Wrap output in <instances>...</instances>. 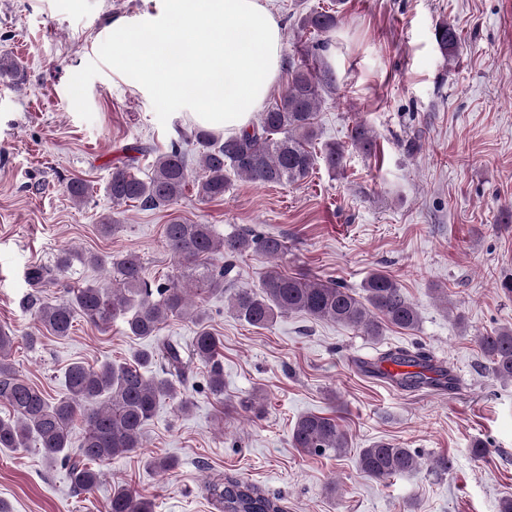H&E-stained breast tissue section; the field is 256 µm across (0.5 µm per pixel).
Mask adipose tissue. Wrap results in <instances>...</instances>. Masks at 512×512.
Listing matches in <instances>:
<instances>
[{
	"label": "adipose tissue",
	"instance_id": "ef3b65f1",
	"mask_svg": "<svg viewBox=\"0 0 512 512\" xmlns=\"http://www.w3.org/2000/svg\"><path fill=\"white\" fill-rule=\"evenodd\" d=\"M156 3L139 20H113V70L174 97L203 128L241 133L280 75L279 20L262 0Z\"/></svg>",
	"mask_w": 512,
	"mask_h": 512
}]
</instances>
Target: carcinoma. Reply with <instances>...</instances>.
Instances as JSON below:
<instances>
[{"label":"carcinoma","mask_w":512,"mask_h":512,"mask_svg":"<svg viewBox=\"0 0 512 512\" xmlns=\"http://www.w3.org/2000/svg\"><path fill=\"white\" fill-rule=\"evenodd\" d=\"M337 24V12L329 9L305 14L299 30L320 36L335 30ZM435 39L444 58L456 57L460 36L453 24L440 23ZM334 81L331 70L301 62L288 68L285 91L247 130L227 138L205 129L193 131L191 138L198 145L201 171L197 176L193 175L188 153L178 143L157 156L151 174L144 178L133 172L137 157H127L112 168L107 187L112 206L138 202L145 208L166 207L179 199L191 182L199 201L219 200L224 198L231 173L265 185L301 181L320 162L332 172L340 169L344 158L340 146L327 143L323 149H315L320 91ZM349 138L359 151L369 156L375 153L376 142L365 123H354ZM164 234L177 275L156 282L146 275L138 256L125 254L112 262L116 280L71 288L68 297L42 304L37 331L67 337L78 316L105 331L113 319L124 315L129 335L150 339L169 320L188 319L198 326L194 351L207 368L208 388L221 400V340L204 325L205 312L199 299L203 294L229 292L232 313L258 328L293 312L329 320L367 336H379L389 325L406 331L419 327L417 308L399 284L384 273H372L361 295L332 279L290 276L276 265L264 272L257 290L226 289L224 278L234 257L252 251L274 262L285 254V242L251 232L219 237L209 224L181 220L166 225ZM77 262L100 265L102 259L95 254L64 251L53 266L31 269L29 279L35 285H47L71 271ZM14 342L12 332L0 329V404L9 410L8 417L0 418V448H26L34 443L50 466L59 464L69 471L76 496L93 492L103 482V464L142 447L145 426L161 401L175 400L181 411L193 405L191 397L180 390L189 381L191 370L175 344L139 349L123 363L105 361L90 367L73 362L65 371L66 394L53 398L17 373L11 361ZM478 345L495 376L502 381L512 380V330L502 328L480 336ZM380 361L426 368L430 359L420 350L399 349L382 354ZM383 376L407 388L435 382L422 372H385ZM78 423L82 434L75 442L73 431ZM291 442L293 447L316 455L338 453L348 445L336 418L313 413L296 420ZM421 465L417 451L384 440L373 442L359 455L360 470L379 481L416 471ZM202 490L220 505V512H284L279 499L265 495L241 476L208 478ZM104 509L153 512V504L130 488L117 485Z\"/></svg>","instance_id":"cac0c4a2"}]
</instances>
